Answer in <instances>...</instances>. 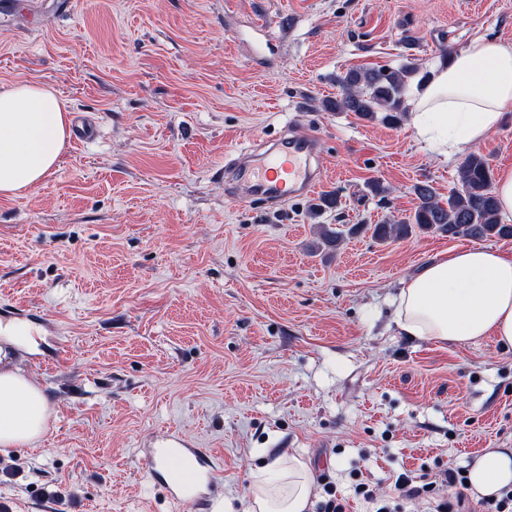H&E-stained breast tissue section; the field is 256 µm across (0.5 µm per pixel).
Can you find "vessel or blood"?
<instances>
[{
	"label": "vessel or blood",
	"instance_id": "1",
	"mask_svg": "<svg viewBox=\"0 0 512 512\" xmlns=\"http://www.w3.org/2000/svg\"><path fill=\"white\" fill-rule=\"evenodd\" d=\"M316 156V138L310 132H290L255 162L240 167L238 178L245 192L240 202L260 196L273 204L297 196H309L319 179L311 161ZM145 462L153 478L160 480L172 500L199 495L215 480L211 453L189 447L177 435L162 437L156 447L145 449Z\"/></svg>",
	"mask_w": 512,
	"mask_h": 512
}]
</instances>
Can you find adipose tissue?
<instances>
[{"instance_id": "adipose-tissue-1", "label": "adipose tissue", "mask_w": 512, "mask_h": 512, "mask_svg": "<svg viewBox=\"0 0 512 512\" xmlns=\"http://www.w3.org/2000/svg\"><path fill=\"white\" fill-rule=\"evenodd\" d=\"M410 107L416 136L448 162L496 130L512 108V46L472 40L414 86ZM69 135V114L51 89L20 83L0 90V195L39 186L57 167ZM393 305L403 335L456 343L491 336L511 348L512 257L479 247L441 256L403 281ZM50 415L42 388L0 346V448L37 442ZM467 476L484 495L512 490V452L486 449ZM311 495L307 464L274 456L255 474L246 512H309Z\"/></svg>"}]
</instances>
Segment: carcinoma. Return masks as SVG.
Returning <instances> with one entry per match:
<instances>
[{
  "label": "carcinoma",
  "instance_id": "obj_1",
  "mask_svg": "<svg viewBox=\"0 0 512 512\" xmlns=\"http://www.w3.org/2000/svg\"><path fill=\"white\" fill-rule=\"evenodd\" d=\"M417 67L407 62L398 68L359 67L336 76L339 93L328 108L338 112H354L374 119L383 113L382 121L396 125L404 116V97ZM416 204L411 214L380 224H354L347 232L325 234L329 244L344 235L371 233L377 241L404 238L415 232L438 233L455 238H512V224L500 219L497 198L493 190V169L486 156L472 152L459 167L458 185L448 193L447 200L437 197L433 187L418 183L413 187Z\"/></svg>",
  "mask_w": 512,
  "mask_h": 512
}]
</instances>
